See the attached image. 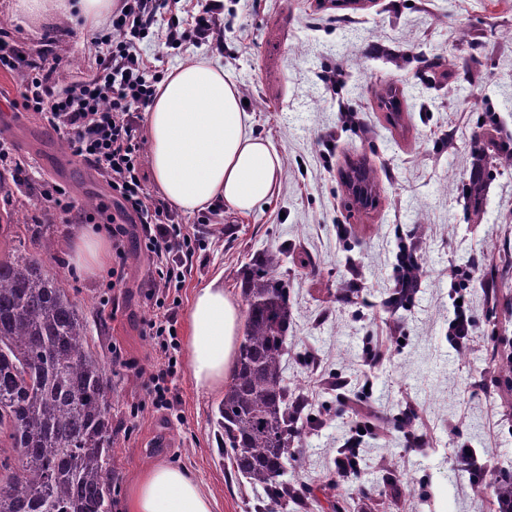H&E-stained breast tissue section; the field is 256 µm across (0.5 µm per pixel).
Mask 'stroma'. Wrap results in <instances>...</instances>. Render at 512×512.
Masks as SVG:
<instances>
[{
	"label": "stroma",
	"mask_w": 512,
	"mask_h": 512,
	"mask_svg": "<svg viewBox=\"0 0 512 512\" xmlns=\"http://www.w3.org/2000/svg\"><path fill=\"white\" fill-rule=\"evenodd\" d=\"M14 3L0 0L6 29L34 49L52 37L66 58L62 83L84 77L90 43L81 23H33L16 16ZM224 26L219 63L247 101L253 134L280 154L283 177L261 209L198 225L203 265L180 291L171 412L154 407L142 387L161 359L145 334L156 307L142 286L150 261L138 226L129 225L124 238L119 291L108 286L115 256L91 274L72 265L76 238L115 214L110 190L35 113L16 112L20 79L0 71V143L30 164L32 186L52 181L95 216L91 224L48 225L56 249L42 258L87 321L88 349L112 381L113 426L129 428L112 439V512H125L130 489L159 461L189 469L214 499L213 512H254L249 486L230 474L221 447L224 393L196 386L183 344L195 289L219 274L225 291L241 298L243 267L278 247L288 250L280 274L293 311L286 376L321 422L295 438L289 472L335 475L340 448L359 428L360 471L344 484L353 512H488L472 470L456 454L469 448L494 460L490 483L512 472V391L496 383L498 367L486 353L494 345L512 349V322L503 320L505 297L483 282L486 267L496 265V288L512 292V167L490 168L480 215L468 206L465 187L485 121L495 120L512 145V41L501 36L512 29V0H224ZM464 30L480 49L458 47ZM140 51L164 74L209 54L204 46L175 50L154 36ZM333 68L344 76L329 96L321 76ZM388 90L401 103L395 128L378 107V94ZM343 106L359 112L362 129L342 125ZM353 162L372 167L380 182L378 204L363 212L341 183ZM41 208L30 188L10 187L0 214L13 213L17 222L0 229L1 253L41 256L30 227ZM404 247L426 264L412 303L394 313L384 302L398 286ZM454 286L475 322L462 359L448 340ZM114 296L117 312H103ZM383 341L388 355L368 366L370 347ZM333 380L347 398L330 390ZM412 416L425 438L416 447L407 437ZM408 479L411 492L395 496Z\"/></svg>",
	"instance_id": "obj_1"
}]
</instances>
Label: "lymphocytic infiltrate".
<instances>
[{
    "label": "lymphocytic infiltrate",
    "instance_id": "1",
    "mask_svg": "<svg viewBox=\"0 0 512 512\" xmlns=\"http://www.w3.org/2000/svg\"><path fill=\"white\" fill-rule=\"evenodd\" d=\"M159 32L174 49L192 44L223 52L222 0H206L185 17L178 16L176 0H122L110 24L91 38L96 54L90 70L67 86L60 83L65 61L49 40L33 50L11 32L0 33V69L20 76L23 110L37 114L107 183L125 220L108 229L118 258L108 272L110 287L125 284L124 226H139L140 245L150 259L144 286L157 307L147 330L169 362L173 354L166 338L176 324L177 297L196 249L182 215L149 192L143 173L140 122L159 75L137 46Z\"/></svg>",
    "mask_w": 512,
    "mask_h": 512
}]
</instances>
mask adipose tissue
<instances>
[{
  "instance_id": "obj_1",
  "label": "adipose tissue",
  "mask_w": 512,
  "mask_h": 512,
  "mask_svg": "<svg viewBox=\"0 0 512 512\" xmlns=\"http://www.w3.org/2000/svg\"><path fill=\"white\" fill-rule=\"evenodd\" d=\"M120 0H18L29 17L79 12L96 27ZM150 170L159 194L194 213L223 202L228 213L248 214L269 202L282 176L272 144L254 135L236 87L208 59L173 68L147 107ZM185 351L196 385L215 391L231 374L241 312L220 279L197 288L187 315ZM126 512H213V501L187 468L166 462L146 470L132 488Z\"/></svg>"
}]
</instances>
